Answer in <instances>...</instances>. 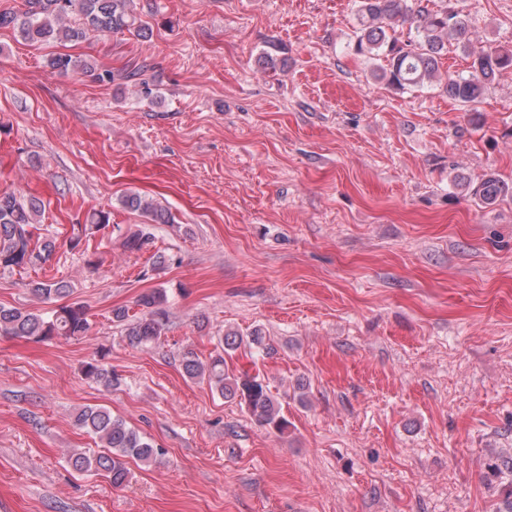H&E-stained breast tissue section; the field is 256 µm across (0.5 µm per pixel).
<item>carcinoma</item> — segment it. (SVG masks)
Returning a JSON list of instances; mask_svg holds the SVG:
<instances>
[{
	"label": "carcinoma",
	"instance_id": "carcinoma-1",
	"mask_svg": "<svg viewBox=\"0 0 512 512\" xmlns=\"http://www.w3.org/2000/svg\"><path fill=\"white\" fill-rule=\"evenodd\" d=\"M131 0H25L24 9L0 10V28H11L25 42L48 43L55 40H83L89 34L108 36L127 31L146 37L144 28L136 24L130 9ZM357 24L353 50L374 61L373 72L396 91H414L435 78L448 44L460 48L470 59L466 69L448 74L445 89L448 97L464 107L477 103L496 76L512 69V48L492 46L476 37L466 15L436 3V0H355ZM407 27L408 38H399L398 27ZM54 68L76 73H90L93 66L70 55L50 59ZM470 196L485 204H493L508 196L512 186L488 175L480 182L465 185ZM120 206L139 212L153 224H171L172 213L128 191L118 198ZM44 211L43 202L16 191H0V269L13 271L46 263L56 250V240L34 239L33 228ZM30 292L45 303H55L70 294L64 280H32ZM167 300L162 290L144 293L138 299L141 311L112 310L113 320L124 325L129 345L147 348L165 335L166 323L156 308ZM90 330L88 309L80 302L62 304L45 316L16 307L0 306V332L17 338L47 342L55 338L80 339ZM243 339L235 332L224 335L222 348L208 363L201 362L191 351L181 357L184 376L205 380L211 388L229 400L246 406L262 427L282 433L288 420L280 412L279 402L265 380L258 374L235 375L228 371L226 358L237 351ZM92 382L110 389L116 383L112 369L92 358L82 368ZM76 425L95 436L101 451L75 450L69 453L70 466L83 473L104 475L112 485L127 482L126 459L134 458L151 464L162 450L120 417L103 407L86 406L75 416ZM490 476L512 475V455H501L489 465Z\"/></svg>",
	"mask_w": 512,
	"mask_h": 512
}]
</instances>
